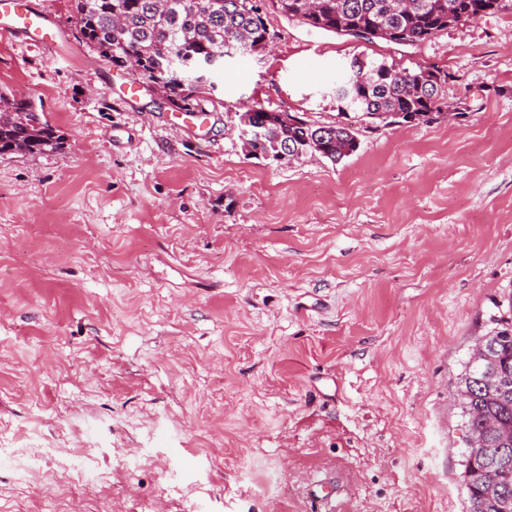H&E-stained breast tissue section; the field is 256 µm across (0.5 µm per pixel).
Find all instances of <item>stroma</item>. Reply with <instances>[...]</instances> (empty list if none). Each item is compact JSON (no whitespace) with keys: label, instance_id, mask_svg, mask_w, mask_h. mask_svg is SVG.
Returning a JSON list of instances; mask_svg holds the SVG:
<instances>
[{"label":"stroma","instance_id":"1","mask_svg":"<svg viewBox=\"0 0 512 512\" xmlns=\"http://www.w3.org/2000/svg\"><path fill=\"white\" fill-rule=\"evenodd\" d=\"M35 2L63 45L0 36V91L65 143L0 154V512H465L448 385L512 295V11L415 46L267 11L194 123ZM355 57L471 111L246 156L238 113L335 123Z\"/></svg>","mask_w":512,"mask_h":512}]
</instances>
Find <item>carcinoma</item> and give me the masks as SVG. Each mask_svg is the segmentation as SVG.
I'll return each instance as SVG.
<instances>
[{
    "label": "carcinoma",
    "mask_w": 512,
    "mask_h": 512,
    "mask_svg": "<svg viewBox=\"0 0 512 512\" xmlns=\"http://www.w3.org/2000/svg\"><path fill=\"white\" fill-rule=\"evenodd\" d=\"M280 14L310 29L338 36L381 27L380 39L414 46L448 29L501 10L512 0H270ZM75 20L85 42L112 66H136L138 77L156 85L172 105L203 112L208 68L230 54L260 55L273 42L256 0H76ZM451 74L438 68L410 70L393 63L354 59L336 87L340 119L318 125L296 113L250 109L239 116L238 136L249 156L279 161L285 154L334 164L356 153L359 127L429 124L448 114L444 97ZM64 138L29 99L0 92V154L57 150ZM491 328L482 336L497 369V385L461 397L465 433L487 432L489 452L469 474L463 456L465 512H501L499 498L486 493L496 476L512 494V297L494 303Z\"/></svg>",
    "instance_id": "obj_1"
}]
</instances>
